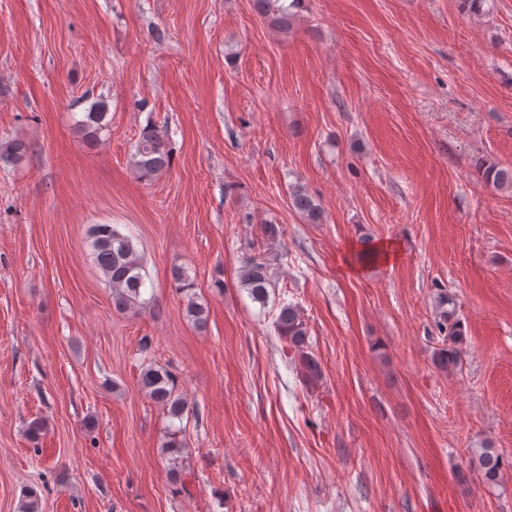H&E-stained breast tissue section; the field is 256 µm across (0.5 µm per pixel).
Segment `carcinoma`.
Wrapping results in <instances>:
<instances>
[{"instance_id":"1","label":"carcinoma","mask_w":512,"mask_h":512,"mask_svg":"<svg viewBox=\"0 0 512 512\" xmlns=\"http://www.w3.org/2000/svg\"><path fill=\"white\" fill-rule=\"evenodd\" d=\"M278 0H256L258 9L272 19V23L287 29L299 8L301 0H290L288 6L276 5ZM108 107L105 101L98 100L89 106L84 119L78 124L82 139L93 144L107 127L105 118ZM132 154L133 167L139 177L151 179L166 171L172 160L169 139L165 131L154 125L145 126L139 134ZM29 152V145L22 139L0 142V162L16 165L22 162ZM485 180L500 191L512 193V166L490 164L484 171ZM290 204L309 224H320L323 209L302 187L296 186L290 193ZM91 248L95 264L112 288V305L118 311L145 308L151 299L143 297L147 289L144 262L132 237L110 224H95L91 230ZM270 256L267 251L250 255L240 270V286L247 289L252 299L264 306L269 298L271 286L268 269ZM178 290L188 295L185 307L186 316L192 323L202 327L207 321V309L189 295L192 286L186 272H174ZM454 304L448 294L438 296L440 309V329L446 331L445 343L434 352V363L442 370H453L461 361L466 336L462 325L451 320L453 312L447 306ZM278 335L288 342L295 351L304 376L315 381L321 377V368L309 352L308 330L301 309L294 304L283 305L275 319ZM139 387L153 401L159 404L167 416L180 421L187 411V400L179 392L176 377L169 371L152 364L142 368L139 374ZM476 464L483 480L489 484L498 481L502 469V458L493 448L487 446L476 454Z\"/></svg>"}]
</instances>
